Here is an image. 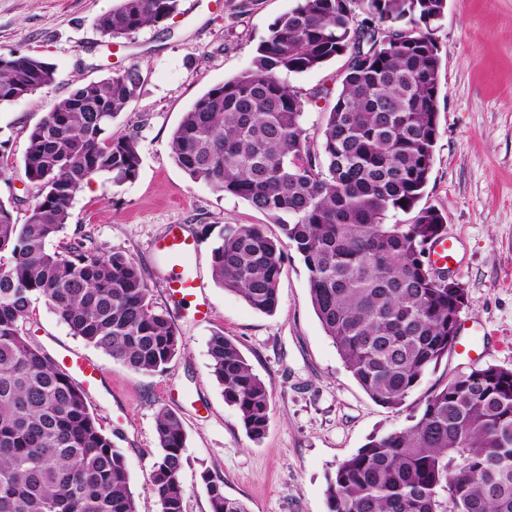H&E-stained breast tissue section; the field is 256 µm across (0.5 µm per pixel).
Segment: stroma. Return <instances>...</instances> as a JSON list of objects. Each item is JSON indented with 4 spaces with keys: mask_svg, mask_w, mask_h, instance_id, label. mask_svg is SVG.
<instances>
[{
    "mask_svg": "<svg viewBox=\"0 0 512 512\" xmlns=\"http://www.w3.org/2000/svg\"><path fill=\"white\" fill-rule=\"evenodd\" d=\"M113 4L0 0V51L37 55L56 68L51 86L0 105V201L24 219L36 192L23 175L28 133L58 100L80 81L138 66L140 94L110 128L115 137L137 135L138 176L119 186L108 175L94 176L92 191L72 199L65 233L47 248L81 240L132 258L183 350L164 372L134 371L73 336L41 300L31 305L27 337L46 352L68 349L101 366L102 383L88 403L124 456L138 512H159L148 477L159 454L155 420L162 407L179 415L187 436L180 474L185 512H210L206 472L220 475L225 495L249 512H329L325 491L337 465L370 438L411 425L427 387L474 365L512 370V0H447L432 26L441 58L439 136L421 204L439 210L458 239L452 271L468 305L460 315V349L397 409L373 401L345 368L311 306L308 272L296 252L285 262L274 314L254 311L216 284L212 248L223 226L259 224L271 236L280 230L243 200L191 181L171 157V136L184 112L208 89L249 70L269 24L296 0H181L165 25L109 43L95 21ZM346 63L341 56L291 79L302 92H330L304 114L311 137L320 135ZM172 224L183 225L198 243L187 270L204 287L208 314L201 321L174 307L167 268L154 248ZM217 329L272 387L260 441L247 437L211 374L208 344Z\"/></svg>",
    "mask_w": 512,
    "mask_h": 512,
    "instance_id": "35a3bbf8",
    "label": "stroma"
}]
</instances>
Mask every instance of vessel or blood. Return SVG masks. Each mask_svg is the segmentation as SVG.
<instances>
[{
  "mask_svg": "<svg viewBox=\"0 0 512 512\" xmlns=\"http://www.w3.org/2000/svg\"><path fill=\"white\" fill-rule=\"evenodd\" d=\"M158 249L169 262L167 283L172 299L194 300L193 313L204 316L206 301L199 282L184 271V260L198 251L197 241L179 225H171L157 244ZM60 368L71 376L84 389L95 387L101 382L100 368L94 362L72 352H62L58 359Z\"/></svg>",
  "mask_w": 512,
  "mask_h": 512,
  "instance_id": "1",
  "label": "vessel or blood"
}]
</instances>
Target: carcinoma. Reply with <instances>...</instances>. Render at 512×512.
I'll return each mask as SVG.
<instances>
[{
	"instance_id": "cac0c4a2",
	"label": "carcinoma",
	"mask_w": 512,
	"mask_h": 512,
	"mask_svg": "<svg viewBox=\"0 0 512 512\" xmlns=\"http://www.w3.org/2000/svg\"><path fill=\"white\" fill-rule=\"evenodd\" d=\"M180 2L117 0L97 27L109 42L128 37L164 24ZM445 8L446 0H296L269 26L253 67L200 96L171 139L172 158L192 181L244 200L282 233L224 226L212 250L215 282L273 314L294 249L347 369L394 409L452 352L467 306L466 288L448 287V269L430 260L445 217L419 206L439 135L441 58L431 25ZM341 55V91L316 150L304 114L328 90L304 94L289 78ZM141 80L131 66L60 99L28 134L23 172L37 194L25 220L0 201V512H137L124 456L85 391L22 323L42 298L74 336L132 370L161 373L181 353L131 258L82 245L46 250L85 182L137 177V136L107 131ZM54 81L44 59L0 52V105ZM208 353L224 401L260 440L271 387L224 330L212 333ZM155 431L151 490L160 512H184L182 421L162 407ZM203 480L211 512H248L225 496L221 476ZM327 499L329 512H512V370L473 367L429 387L413 424L373 437L339 464Z\"/></svg>"
}]
</instances>
